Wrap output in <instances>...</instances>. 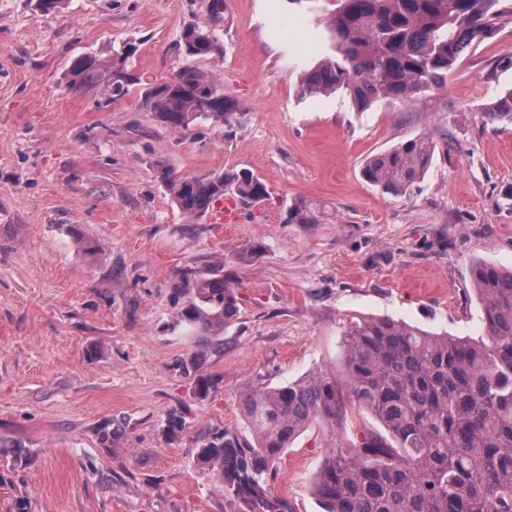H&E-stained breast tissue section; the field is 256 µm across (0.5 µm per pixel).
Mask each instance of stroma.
<instances>
[{"instance_id":"stroma-1","label":"stroma","mask_w":512,"mask_h":512,"mask_svg":"<svg viewBox=\"0 0 512 512\" xmlns=\"http://www.w3.org/2000/svg\"><path fill=\"white\" fill-rule=\"evenodd\" d=\"M505 5L445 86L360 111L297 93L329 50L336 0H0V512H251L199 459L212 434L249 438L245 390L340 367L353 319L481 335L472 270L512 268V125L485 117L512 90ZM191 24L223 43L197 65L237 110L181 132L141 99L181 67ZM122 47L125 94L70 88L77 56ZM422 134L436 151L416 188L366 181L369 157ZM162 165L248 171L269 195L237 224L193 220ZM300 202L319 223L289 221ZM219 269L239 311L215 348L187 335L175 284ZM175 414L184 427L169 428ZM373 424L351 408L341 428L310 427L271 495L321 512L326 453Z\"/></svg>"}]
</instances>
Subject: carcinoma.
Here are the masks:
<instances>
[{
  "mask_svg": "<svg viewBox=\"0 0 512 512\" xmlns=\"http://www.w3.org/2000/svg\"><path fill=\"white\" fill-rule=\"evenodd\" d=\"M503 0H336L328 21L330 54L299 72L302 97L344 91L358 109L385 99H414L446 83L472 47L493 37ZM179 48L188 60L160 86L146 89L142 107L159 122L187 131L201 121L227 122L236 103L224 84L194 60L221 55L213 31L188 25ZM128 52L110 61L77 57L71 86L119 93L132 80ZM512 124V91L486 113ZM436 144L417 136L368 159L365 177L402 194L420 183ZM174 203L193 218L212 198L232 195L260 203L267 185L253 174L224 172L176 177L160 167ZM295 224L319 221L303 203ZM482 304L478 337L433 332L391 317L361 318L344 331L342 369L314 370L285 386L258 387L242 396L253 440L224 432L208 440L200 458L219 487L241 496L252 512H280L267 489L282 451L312 423L342 425L346 404L370 413L382 431L331 449L313 492L323 512H512V270L483 263L473 269ZM182 314L188 335L220 341L237 316L232 282L215 274L184 278Z\"/></svg>",
  "mask_w": 512,
  "mask_h": 512,
  "instance_id": "cac0c4a2",
  "label": "carcinoma"
}]
</instances>
